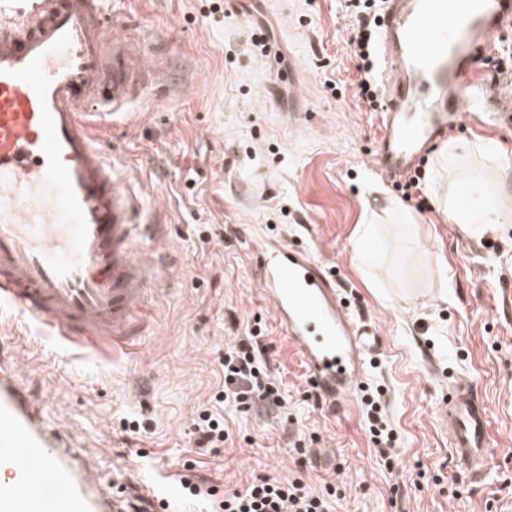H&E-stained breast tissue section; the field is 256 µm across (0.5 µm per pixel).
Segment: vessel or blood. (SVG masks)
Here are the masks:
<instances>
[{
  "instance_id": "vessel-or-blood-1",
  "label": "vessel or blood",
  "mask_w": 512,
  "mask_h": 512,
  "mask_svg": "<svg viewBox=\"0 0 512 512\" xmlns=\"http://www.w3.org/2000/svg\"><path fill=\"white\" fill-rule=\"evenodd\" d=\"M27 2L0 19V296L69 341L118 343L170 277L137 250V198L83 116L111 117L141 95L138 53L97 0ZM509 30L512 0H386L375 153L385 175L415 171L455 131L512 130V85L476 66ZM257 267L315 388L334 408H352L382 347L376 326L351 314L308 250L267 244ZM436 414L459 465L482 475L494 443L473 384L449 388ZM0 512H126L1 357Z\"/></svg>"
}]
</instances>
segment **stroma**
<instances>
[{"label": "stroma", "mask_w": 512, "mask_h": 512, "mask_svg": "<svg viewBox=\"0 0 512 512\" xmlns=\"http://www.w3.org/2000/svg\"><path fill=\"white\" fill-rule=\"evenodd\" d=\"M346 3L100 2L160 77L111 126L89 121L173 283L138 312L125 346L75 345L6 305L0 344L124 501L144 477L189 467L229 491L258 477L331 484V512H512V211L473 239L377 171L379 115L352 96ZM391 206L414 212L413 233L388 225L378 261L359 266V226ZM267 242L307 248L350 311L379 328L384 350L363 387L384 392L392 461L376 453L363 404L335 413L311 387L259 292ZM257 323L287 413L225 409L229 441L198 447L193 420L224 379L225 342ZM462 381L476 384L495 437L478 482L436 415Z\"/></svg>", "instance_id": "35a3bbf8"}]
</instances>
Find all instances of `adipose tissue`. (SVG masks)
<instances>
[{
    "label": "adipose tissue",
    "mask_w": 512,
    "mask_h": 512,
    "mask_svg": "<svg viewBox=\"0 0 512 512\" xmlns=\"http://www.w3.org/2000/svg\"><path fill=\"white\" fill-rule=\"evenodd\" d=\"M432 193L439 212L452 223L462 225L469 236L476 238L495 231L501 198L487 191L478 176L461 175L446 187L434 184Z\"/></svg>",
    "instance_id": "ef3b65f1"
}]
</instances>
